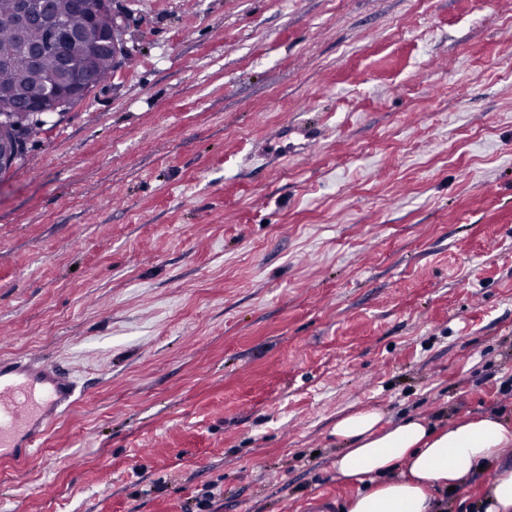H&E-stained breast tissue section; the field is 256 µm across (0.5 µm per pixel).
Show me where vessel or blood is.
I'll list each match as a JSON object with an SVG mask.
<instances>
[{"label": "vessel or blood", "instance_id": "1", "mask_svg": "<svg viewBox=\"0 0 512 512\" xmlns=\"http://www.w3.org/2000/svg\"><path fill=\"white\" fill-rule=\"evenodd\" d=\"M77 400L61 369L31 358L0 360V455L36 452L49 426Z\"/></svg>", "mask_w": 512, "mask_h": 512}]
</instances>
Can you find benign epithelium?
I'll return each mask as SVG.
<instances>
[{"instance_id":"1","label":"benign epithelium","mask_w":512,"mask_h":512,"mask_svg":"<svg viewBox=\"0 0 512 512\" xmlns=\"http://www.w3.org/2000/svg\"><path fill=\"white\" fill-rule=\"evenodd\" d=\"M53 0H24V5L14 18L19 32L29 27L42 26L45 40L42 50L53 51L57 47L59 36H66L73 44L91 45L100 43L112 51L114 63L121 62L122 54L127 52L125 45V16L113 14L112 30L96 35L92 30L72 32L64 27L63 20L53 14ZM95 86L94 75L83 69L69 55L62 57L60 70L44 78L43 96L39 101L16 99L7 104L11 112L22 113L36 119L63 112L75 100L84 97ZM27 146L23 136H18L8 147L0 146V168L6 170L22 158Z\"/></svg>"}]
</instances>
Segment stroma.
Listing matches in <instances>:
<instances>
[{"instance_id": "35a3bbf8", "label": "stroma", "mask_w": 512, "mask_h": 512, "mask_svg": "<svg viewBox=\"0 0 512 512\" xmlns=\"http://www.w3.org/2000/svg\"><path fill=\"white\" fill-rule=\"evenodd\" d=\"M114 5L0 175V359L81 391L0 512H346L341 415L512 422V0Z\"/></svg>"}]
</instances>
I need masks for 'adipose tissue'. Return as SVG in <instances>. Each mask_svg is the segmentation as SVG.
<instances>
[{
    "label": "adipose tissue",
    "mask_w": 512,
    "mask_h": 512,
    "mask_svg": "<svg viewBox=\"0 0 512 512\" xmlns=\"http://www.w3.org/2000/svg\"><path fill=\"white\" fill-rule=\"evenodd\" d=\"M345 448L335 461L338 479L361 485L347 512H440L449 488L476 473L490 478L479 500L484 512H512V424L479 414L447 424L421 416L386 420L375 408L341 416L334 428Z\"/></svg>",
    "instance_id": "adipose-tissue-1"
}]
</instances>
